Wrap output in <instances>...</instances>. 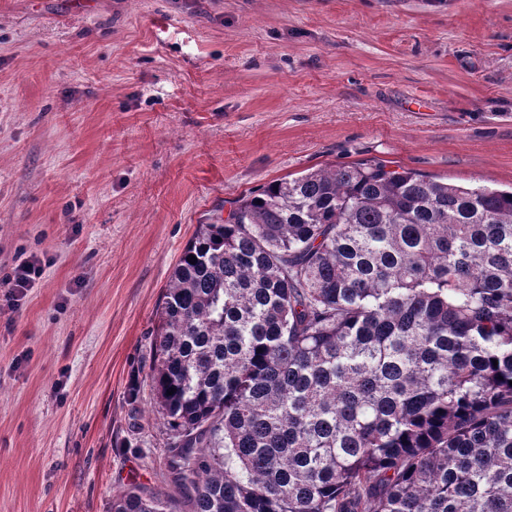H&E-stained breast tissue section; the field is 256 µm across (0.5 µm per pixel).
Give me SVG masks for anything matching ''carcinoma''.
I'll use <instances>...</instances> for the list:
<instances>
[{
    "label": "carcinoma",
    "instance_id": "obj_1",
    "mask_svg": "<svg viewBox=\"0 0 512 512\" xmlns=\"http://www.w3.org/2000/svg\"><path fill=\"white\" fill-rule=\"evenodd\" d=\"M159 309L179 512H512V189L274 181L198 225Z\"/></svg>",
    "mask_w": 512,
    "mask_h": 512
}]
</instances>
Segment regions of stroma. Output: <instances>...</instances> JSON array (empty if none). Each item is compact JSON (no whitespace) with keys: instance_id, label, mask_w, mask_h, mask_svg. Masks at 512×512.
<instances>
[{"instance_id":"stroma-1","label":"stroma","mask_w":512,"mask_h":512,"mask_svg":"<svg viewBox=\"0 0 512 512\" xmlns=\"http://www.w3.org/2000/svg\"><path fill=\"white\" fill-rule=\"evenodd\" d=\"M78 2L0 0V512L178 499L150 347L211 215L369 160L512 186V0ZM42 268L35 263L24 266L20 271L16 272L14 277L9 279L5 284L10 291L6 294L8 298L13 297L17 292H21L23 288H27L28 284L39 276ZM168 501L141 487H132L112 497V512H171Z\"/></svg>"}]
</instances>
